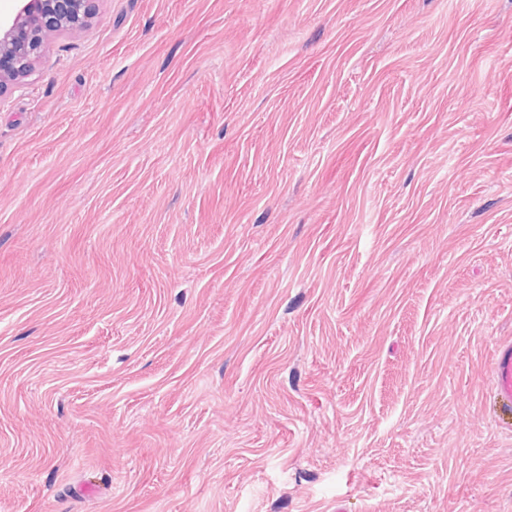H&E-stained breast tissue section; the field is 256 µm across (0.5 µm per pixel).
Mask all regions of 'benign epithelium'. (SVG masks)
Returning a JSON list of instances; mask_svg holds the SVG:
<instances>
[{
  "label": "benign epithelium",
  "mask_w": 512,
  "mask_h": 512,
  "mask_svg": "<svg viewBox=\"0 0 512 512\" xmlns=\"http://www.w3.org/2000/svg\"><path fill=\"white\" fill-rule=\"evenodd\" d=\"M94 11V0H24L0 20V95L32 70L49 35L84 26Z\"/></svg>",
  "instance_id": "1"
}]
</instances>
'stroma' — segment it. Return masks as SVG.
Returning a JSON list of instances; mask_svg holds the SVG:
<instances>
[{
  "label": "stroma",
  "mask_w": 512,
  "mask_h": 512,
  "mask_svg": "<svg viewBox=\"0 0 512 512\" xmlns=\"http://www.w3.org/2000/svg\"><path fill=\"white\" fill-rule=\"evenodd\" d=\"M512 0H97L0 97V512H512ZM490 371L497 403L512 412V340L497 346Z\"/></svg>",
  "instance_id": "obj_1"
}]
</instances>
